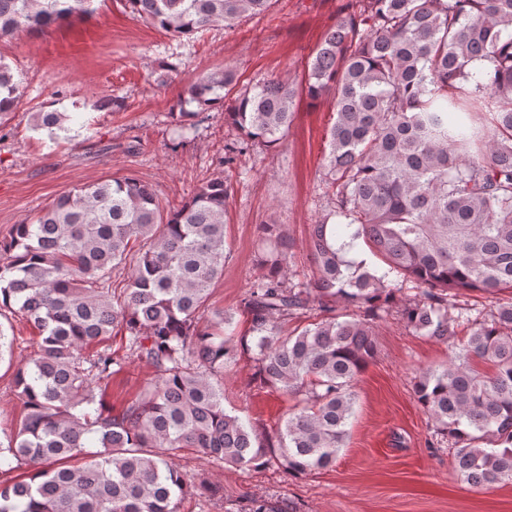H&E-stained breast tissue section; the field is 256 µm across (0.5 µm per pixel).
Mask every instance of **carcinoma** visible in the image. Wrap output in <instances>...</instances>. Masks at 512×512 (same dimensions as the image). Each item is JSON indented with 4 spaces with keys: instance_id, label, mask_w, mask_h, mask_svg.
<instances>
[{
    "instance_id": "cac0c4a2",
    "label": "carcinoma",
    "mask_w": 512,
    "mask_h": 512,
    "mask_svg": "<svg viewBox=\"0 0 512 512\" xmlns=\"http://www.w3.org/2000/svg\"><path fill=\"white\" fill-rule=\"evenodd\" d=\"M94 0H0V55L24 30L46 31L94 12ZM131 12L179 36L234 26L272 0H127ZM474 59L487 73L467 69ZM332 94L312 225V277L287 276L292 242L263 225V273L241 301L251 340L234 341L231 318L202 324L224 274L230 184L205 181L162 217L153 189L104 181L59 196L17 224L0 252V308L41 336L40 353L16 374L24 419L0 442V461L31 468L0 481V512H177L192 480L176 464L194 448L218 464L273 462L293 477L336 462L354 413L353 382L376 355L375 322L392 311L408 329L446 342L465 332L448 362L415 377L414 396L453 448L457 474L475 487L512 479V0H348L308 62L304 82L239 87L235 70L187 85L178 137L194 118L225 108L240 141L228 156L282 143L296 98ZM21 83L0 58V121ZM31 125L52 139L68 115L43 108ZM140 242L123 295L111 274ZM365 243L383 266L358 258ZM453 290L493 296L464 307ZM342 304L348 312L336 313ZM317 311L297 334L280 321ZM120 326L126 355L103 342ZM261 384L298 399L268 436L224 408V372L240 354ZM155 379L115 412L104 397L125 356ZM493 366L480 372L477 362Z\"/></svg>"
}]
</instances>
